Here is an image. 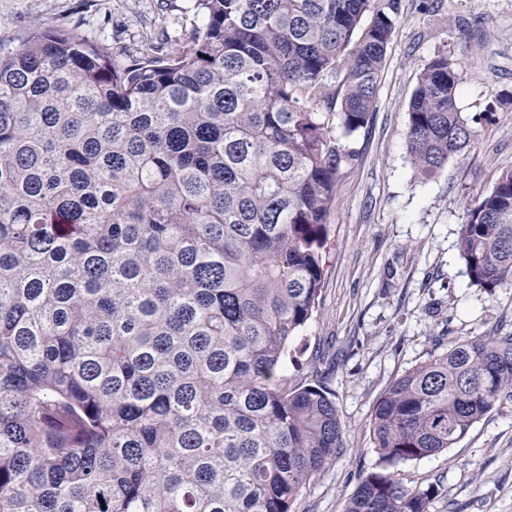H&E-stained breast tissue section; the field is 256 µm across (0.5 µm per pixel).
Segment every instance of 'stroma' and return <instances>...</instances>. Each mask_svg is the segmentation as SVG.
<instances>
[{"label":"stroma","instance_id":"obj_1","mask_svg":"<svg viewBox=\"0 0 512 512\" xmlns=\"http://www.w3.org/2000/svg\"><path fill=\"white\" fill-rule=\"evenodd\" d=\"M195 21L191 0H0V45L60 24L119 56L165 32L189 37ZM439 54L457 64V106L476 137L424 180L406 152L407 109ZM347 145L358 159L328 216L318 311L288 357L293 383L333 393L344 446L293 512H345L376 471L367 424L393 379L496 323L512 330V285L492 295L470 286L456 245L475 199L512 170V0H401L372 120ZM392 474L411 488L439 484L430 512H512V409L492 410L453 448Z\"/></svg>","mask_w":512,"mask_h":512}]
</instances>
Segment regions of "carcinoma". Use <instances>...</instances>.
Listing matches in <instances>:
<instances>
[{
    "label": "carcinoma",
    "mask_w": 512,
    "mask_h": 512,
    "mask_svg": "<svg viewBox=\"0 0 512 512\" xmlns=\"http://www.w3.org/2000/svg\"><path fill=\"white\" fill-rule=\"evenodd\" d=\"M186 44L121 60L62 26L0 46V512H291L343 447L288 383L327 215L367 128L400 0H194ZM340 71L334 92L324 78ZM447 55L406 148L436 176L476 130ZM340 103L341 137L310 102ZM469 284H512V170L457 228ZM512 406V331L433 351L376 400L385 467ZM374 471L346 512H430Z\"/></svg>",
    "instance_id": "carcinoma-1"
}]
</instances>
